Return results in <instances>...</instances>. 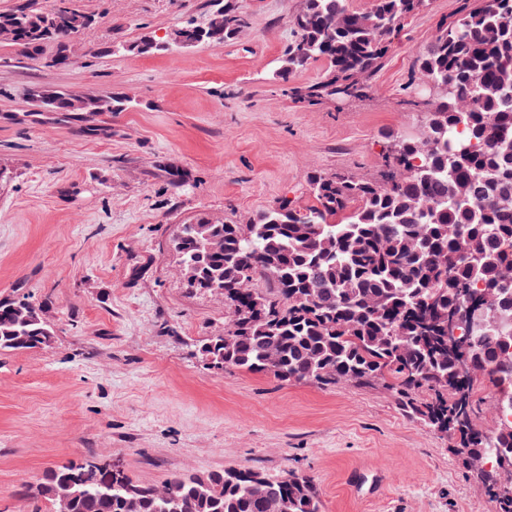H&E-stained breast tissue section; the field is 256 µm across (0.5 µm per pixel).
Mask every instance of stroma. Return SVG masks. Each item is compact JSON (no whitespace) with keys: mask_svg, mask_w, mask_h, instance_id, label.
I'll return each mask as SVG.
<instances>
[{"mask_svg":"<svg viewBox=\"0 0 512 512\" xmlns=\"http://www.w3.org/2000/svg\"><path fill=\"white\" fill-rule=\"evenodd\" d=\"M466 0H430L407 18L367 97L311 105L316 61L277 77L301 0H237L239 39L177 55L104 54L114 42L186 24L211 0H76L94 23L75 64L0 65V299L43 307L44 348L0 354V512H35L19 496L72 458L112 461L133 480L258 468L313 479L323 512H493L451 437L404 417L388 389L319 387L208 369L199 343L224 332V301L187 288L169 242L206 214L247 219L280 198L311 204L310 173L374 178L388 137L415 128L426 97L414 68ZM51 87L130 97L123 112L19 121L27 92ZM184 184L173 187L169 173ZM383 472L362 499L343 475Z\"/></svg>","mask_w":512,"mask_h":512,"instance_id":"stroma-1","label":"stroma"}]
</instances>
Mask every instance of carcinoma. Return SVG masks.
Wrapping results in <instances>:
<instances>
[{"label":"carcinoma","instance_id":"1","mask_svg":"<svg viewBox=\"0 0 512 512\" xmlns=\"http://www.w3.org/2000/svg\"><path fill=\"white\" fill-rule=\"evenodd\" d=\"M429 0H373L370 10L347 0H302L294 39L277 76L324 59L325 78L290 87L295 100L367 96V78L382 66L401 22ZM219 42L236 40L250 20L236 0H224ZM75 0H36L0 13L19 27L3 47L36 60L48 44L53 65L70 58L66 33L83 16ZM143 35L125 50L162 48ZM414 65L425 82L447 88L420 111L424 136L391 137L377 179L348 171L308 177L312 204L286 197L242 224L200 216L180 225L176 252L194 263L187 287L224 286V335L204 340L213 362L226 368L318 386L382 384L402 413L429 430L451 435L464 466L473 458L512 457V429L480 424L476 384L496 388L497 407L512 405V0H473L444 25ZM126 96L91 94L79 112H122ZM209 237L224 251L207 254ZM487 313L482 330L461 326L462 349L448 346V313L468 304ZM51 326L28 301H0V352L47 345ZM88 460L48 470L21 495L57 512H266L272 496L286 512H322L313 481L289 472L270 477L255 469L175 474L166 502L153 485L127 480L133 492L103 491ZM479 490L512 512V491L496 479Z\"/></svg>","mask_w":512,"mask_h":512}]
</instances>
